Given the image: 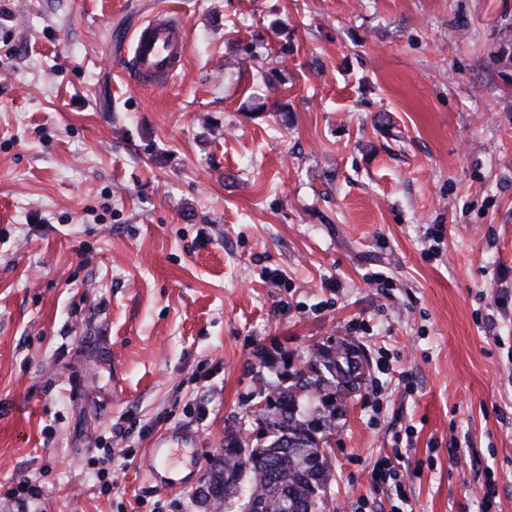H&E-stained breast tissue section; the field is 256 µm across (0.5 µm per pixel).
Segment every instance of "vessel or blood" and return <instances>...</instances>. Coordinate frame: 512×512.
I'll list each match as a JSON object with an SVG mask.
<instances>
[{
  "label": "vessel or blood",
  "mask_w": 512,
  "mask_h": 512,
  "mask_svg": "<svg viewBox=\"0 0 512 512\" xmlns=\"http://www.w3.org/2000/svg\"><path fill=\"white\" fill-rule=\"evenodd\" d=\"M189 46V34L183 21L166 12H158L133 35L124 63L128 75L148 90L168 86L183 65ZM199 445L191 430L174 428L155 437L148 453L145 473L163 489L176 485L170 472L176 458L186 449Z\"/></svg>",
  "instance_id": "obj_1"
}]
</instances>
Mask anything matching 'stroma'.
I'll list each match as a JSON object with an SVG mask.
<instances>
[{"label": "stroma", "mask_w": 512, "mask_h": 512, "mask_svg": "<svg viewBox=\"0 0 512 512\" xmlns=\"http://www.w3.org/2000/svg\"><path fill=\"white\" fill-rule=\"evenodd\" d=\"M161 9L190 46L152 91L122 57ZM503 292L512 0H0V512H206L260 378L339 336L371 368L323 512H391L382 455L408 512H481L487 467L512 512ZM174 427L198 464L161 491ZM200 444L197 435L191 430L174 428L155 437L149 453L148 463L144 471L150 481L162 489L176 487L182 478L173 479L169 473L174 470V460L184 455L185 448H196ZM192 470L182 479L179 485H184L190 479ZM375 485L385 487L390 491L398 504H393L391 512H404L403 505H407L408 495L406 491V481L401 471H398L390 457H382L378 459L373 468ZM401 504V506L399 505Z\"/></svg>", "instance_id": "stroma-1"}]
</instances>
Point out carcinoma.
<instances>
[{
    "mask_svg": "<svg viewBox=\"0 0 512 512\" xmlns=\"http://www.w3.org/2000/svg\"><path fill=\"white\" fill-rule=\"evenodd\" d=\"M352 341L316 345L301 365L290 364L260 388L262 428L256 437L225 431L224 453L203 498L218 512H315L325 496L331 463L321 447L346 419L366 381L368 361L351 364Z\"/></svg>",
    "mask_w": 512,
    "mask_h": 512,
    "instance_id": "carcinoma-1",
    "label": "carcinoma"
}]
</instances>
